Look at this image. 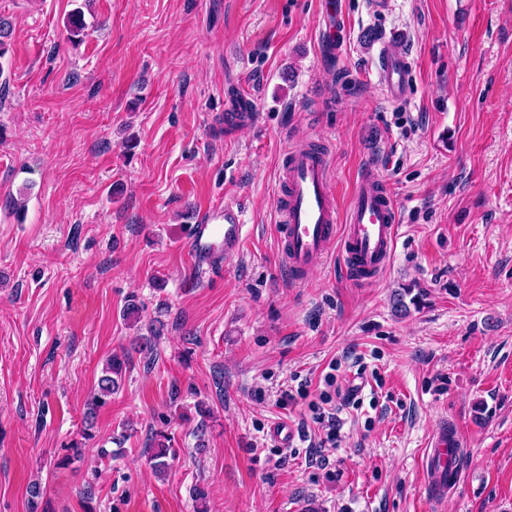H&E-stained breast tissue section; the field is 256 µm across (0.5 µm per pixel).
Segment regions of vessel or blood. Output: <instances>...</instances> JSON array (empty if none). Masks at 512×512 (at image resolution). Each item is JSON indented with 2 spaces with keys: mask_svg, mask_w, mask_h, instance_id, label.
<instances>
[{
  "mask_svg": "<svg viewBox=\"0 0 512 512\" xmlns=\"http://www.w3.org/2000/svg\"><path fill=\"white\" fill-rule=\"evenodd\" d=\"M327 31L322 43L329 54L341 45L331 35L343 26L336 0H324ZM411 62L406 53L386 44L379 51L376 77L388 100L399 103L409 91ZM275 212L280 225V256L296 281L337 251L351 282L376 280L389 266L399 230V212L388 184L366 166L346 200H339L328 155L311 147H291L278 176ZM245 241L243 211L236 204L201 211L186 248L198 270L211 268L220 255L240 252ZM462 436L440 423L428 441L424 469L427 493L439 501L459 484Z\"/></svg>",
  "mask_w": 512,
  "mask_h": 512,
  "instance_id": "vessel-or-blood-1",
  "label": "vessel or blood"
}]
</instances>
